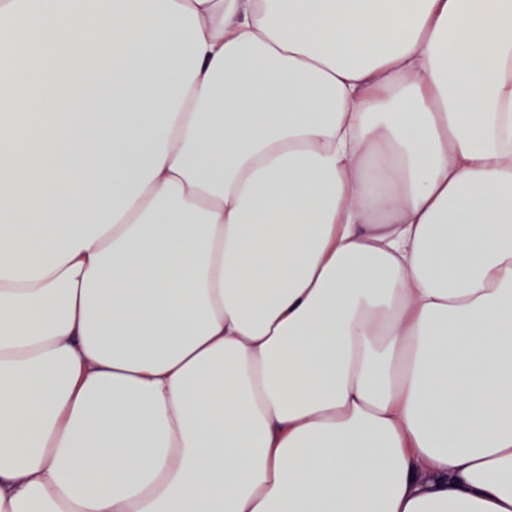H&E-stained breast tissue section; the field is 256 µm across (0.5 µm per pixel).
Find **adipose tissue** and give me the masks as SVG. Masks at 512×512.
<instances>
[{
  "instance_id": "ef3b65f1",
  "label": "adipose tissue",
  "mask_w": 512,
  "mask_h": 512,
  "mask_svg": "<svg viewBox=\"0 0 512 512\" xmlns=\"http://www.w3.org/2000/svg\"><path fill=\"white\" fill-rule=\"evenodd\" d=\"M0 512H512V0H0Z\"/></svg>"
}]
</instances>
